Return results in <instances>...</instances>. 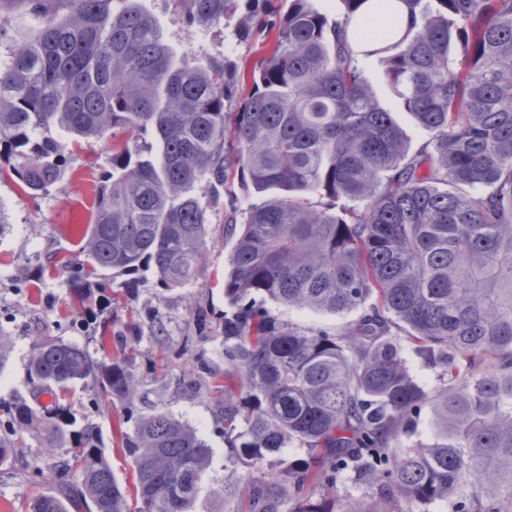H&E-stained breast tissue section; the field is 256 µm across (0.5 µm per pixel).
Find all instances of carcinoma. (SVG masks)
I'll return each mask as SVG.
<instances>
[{
    "instance_id": "cac0c4a2",
    "label": "carcinoma",
    "mask_w": 512,
    "mask_h": 512,
    "mask_svg": "<svg viewBox=\"0 0 512 512\" xmlns=\"http://www.w3.org/2000/svg\"><path fill=\"white\" fill-rule=\"evenodd\" d=\"M172 2L208 27L234 0ZM342 2L336 20L308 0L272 23L242 15L239 33L273 38L238 74L182 61L137 0H0V156L44 195L68 147L47 132L153 134L147 154L112 149L66 283L81 302L147 267L167 286L196 279L210 223L197 186L233 177L268 196L229 229L224 371L201 349L177 381L213 400L229 463L218 494L243 512L285 500L288 512H512V0ZM13 11L30 18L22 33ZM368 60L431 133L416 152L364 78ZM242 79L250 92L231 110ZM269 303L358 316L331 333ZM104 324L118 355L35 337L32 401L0 409V464L28 437L50 457L72 449L39 472L54 492L30 512H130L97 427L73 408L78 391L113 406L139 397L136 354ZM408 351L436 373L432 391ZM428 408L439 435L413 441ZM121 437L139 512H192L211 456L198 432L158 410ZM343 482L379 502L341 503Z\"/></svg>"
}]
</instances>
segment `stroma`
Here are the masks:
<instances>
[{"mask_svg": "<svg viewBox=\"0 0 512 512\" xmlns=\"http://www.w3.org/2000/svg\"><path fill=\"white\" fill-rule=\"evenodd\" d=\"M139 5L156 19L164 41L193 65L229 55L239 67L247 68L268 47L262 33H254L247 40L235 36L238 18L249 7L248 0H236L234 11L226 13L223 22L204 29L183 25L173 12L172 0H139ZM365 76L379 101L409 131L411 149L427 142L429 132L416 126L413 117L392 96L376 62L366 63ZM151 141L148 133H124L114 141L90 139L68 147L59 183L49 195L39 198L25 193L16 178H0V219L7 225L0 235V332L13 340L6 366L0 370L1 402L29 397L28 360L34 337L48 332L73 344L97 348L99 330L95 322L72 324L63 283L70 274L69 262L74 261L84 243L95 191L113 143L144 149ZM262 202V196L247 194L238 183L225 185L219 204L211 209L205 270L192 283L168 290L152 272L143 271L133 283L120 277L111 284L119 293L118 303L112 306L113 331L126 333L134 324L140 328L135 348L136 370L143 383L141 396L132 408L106 409L95 407L89 395L80 393L75 408L99 427L112 471L124 490H132L134 473L121 448L118 422L160 409L198 429L211 449V464L201 478L194 512H237L238 501L213 493L224 480L227 463V446L215 424L213 403L200 394L161 391L154 378L163 370L175 378L192 368L194 361L185 349V339L200 331L195 316L200 307L210 313L208 339L203 344L206 356L212 363L222 364L224 274L231 250L227 223H244L249 210ZM157 314L163 317L165 332L155 339L150 324ZM22 454L24 464L0 465V504H6L8 512H29L32 498L44 489L38 471L48 464L47 455L33 440Z\"/></svg>", "mask_w": 512, "mask_h": 512, "instance_id": "obj_1", "label": "stroma"}]
</instances>
